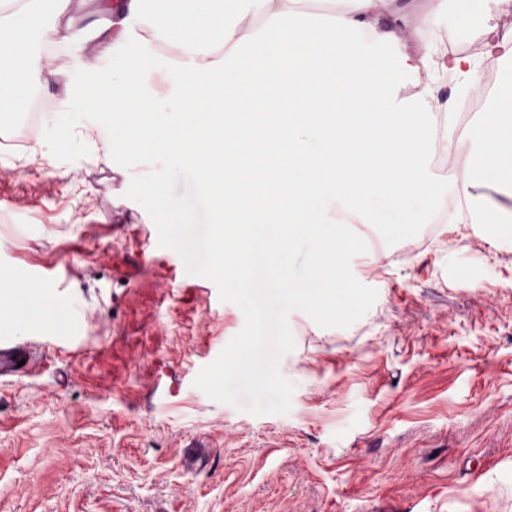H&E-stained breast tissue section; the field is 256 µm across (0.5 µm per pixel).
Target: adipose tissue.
<instances>
[{
  "label": "adipose tissue",
  "mask_w": 512,
  "mask_h": 512,
  "mask_svg": "<svg viewBox=\"0 0 512 512\" xmlns=\"http://www.w3.org/2000/svg\"><path fill=\"white\" fill-rule=\"evenodd\" d=\"M60 0H0V96L27 98L38 40H55ZM115 0L112 50L135 47L120 80L99 75L77 90L95 110L83 130L111 127L110 151L176 159L203 172L218 243L214 266L239 288L257 287L243 269L285 267L296 239H317L311 273L289 284V299L342 310L351 300L344 275L346 225L362 220L361 201L386 198L408 224L454 219L477 229H512V214L491 207L486 182L512 186V80L493 111L459 130L456 141H433L434 126L453 125L454 103L441 87L471 84L480 60L512 62V38L487 27L478 55L427 47L405 56L404 72L430 80L408 97L391 77L388 46L406 28L433 33L435 18L410 24L396 0ZM374 49H364L361 35ZM182 108L167 117L161 97ZM470 147L448 183L428 173L431 151ZM421 194L425 211L409 207ZM267 228L254 241L249 225ZM32 286L0 294V320L19 325L64 321Z\"/></svg>",
  "instance_id": "adipose-tissue-1"
}]
</instances>
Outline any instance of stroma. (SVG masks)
Wrapping results in <instances>:
<instances>
[{
  "mask_svg": "<svg viewBox=\"0 0 512 512\" xmlns=\"http://www.w3.org/2000/svg\"><path fill=\"white\" fill-rule=\"evenodd\" d=\"M398 4L435 14L441 46L512 36L495 0ZM111 26L107 0H69L65 78L37 89L54 112L0 153V290L37 284L67 314L0 322L43 359L0 378V512H512V241L366 200L352 230L378 243L351 269L374 305L347 328L289 314L288 413L211 400L193 381L244 315L159 246L109 150L80 136L93 113L66 101L88 64L124 73Z\"/></svg>",
  "mask_w": 512,
  "mask_h": 512,
  "instance_id": "obj_1",
  "label": "stroma"
}]
</instances>
